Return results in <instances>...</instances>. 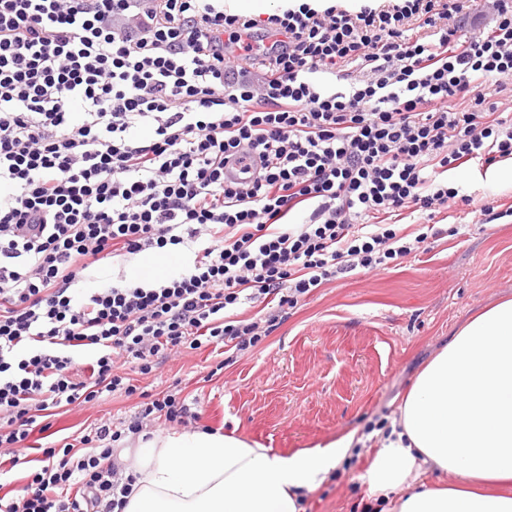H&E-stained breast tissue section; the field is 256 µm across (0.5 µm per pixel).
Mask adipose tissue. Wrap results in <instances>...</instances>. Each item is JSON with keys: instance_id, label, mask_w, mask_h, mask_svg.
I'll return each mask as SVG.
<instances>
[{"instance_id": "ef3b65f1", "label": "adipose tissue", "mask_w": 512, "mask_h": 512, "mask_svg": "<svg viewBox=\"0 0 512 512\" xmlns=\"http://www.w3.org/2000/svg\"><path fill=\"white\" fill-rule=\"evenodd\" d=\"M347 433L283 457L203 431L138 442L122 453L137 476L124 512H301L349 456ZM458 484L434 488L422 469ZM392 512H512V299L469 319L416 376L399 426L365 474Z\"/></svg>"}]
</instances>
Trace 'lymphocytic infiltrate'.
Instances as JSON below:
<instances>
[{
  "label": "lymphocytic infiltrate",
  "mask_w": 512,
  "mask_h": 512,
  "mask_svg": "<svg viewBox=\"0 0 512 512\" xmlns=\"http://www.w3.org/2000/svg\"><path fill=\"white\" fill-rule=\"evenodd\" d=\"M463 8L304 0L257 19L224 0H0V483L43 412L136 394L117 364L147 375L181 349L248 351L324 284L439 239L389 219L455 201L445 172L512 156L482 91L512 81V0L469 37L403 28ZM351 64L366 77L347 89L314 80ZM297 208L307 219L289 223ZM164 250L181 259L151 284H87ZM258 300L275 313L240 318ZM197 419L170 391L126 427L44 447L0 512H121L134 479L105 464L117 442ZM146 258H165L166 260H171L173 265L177 262H179L180 257L175 252H169V253H162V254H150L146 257L142 256H134L132 258H128L125 261H114V264L112 262L107 264V269L105 272L101 273L98 272L97 269L91 268L88 270V277L89 282L88 284L90 286H96L99 281L102 280H112V275L114 278L120 277L121 275H127L128 278L138 279L136 275L134 274L136 269H139V263L141 261H144Z\"/></svg>",
  "instance_id": "lymphocytic-infiltrate-1"
}]
</instances>
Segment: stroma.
Returning <instances> with one entry per match:
<instances>
[{"mask_svg": "<svg viewBox=\"0 0 512 512\" xmlns=\"http://www.w3.org/2000/svg\"><path fill=\"white\" fill-rule=\"evenodd\" d=\"M448 183L471 202L436 212L433 222L445 233L427 251L327 283L251 352L186 349L156 373L136 376V384L157 395L180 381L201 425L285 456L355 432L352 462L305 494L302 512H362L376 501L363 479L376 453L368 425L399 420L416 375L453 332L512 298V217L478 221L484 203L512 208V174L473 163L449 171ZM452 226L457 235H448ZM137 403L106 395L60 411L51 419L52 438L118 423Z\"/></svg>", "mask_w": 512, "mask_h": 512, "instance_id": "1", "label": "stroma"}]
</instances>
